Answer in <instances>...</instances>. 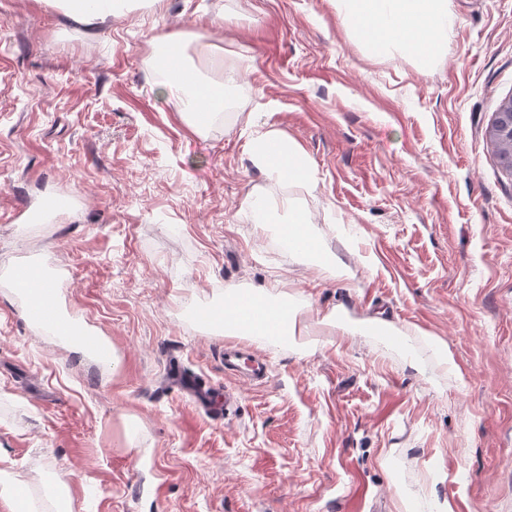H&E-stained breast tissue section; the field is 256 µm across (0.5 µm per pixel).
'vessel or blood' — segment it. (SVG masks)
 <instances>
[{
	"label": "vessel or blood",
	"instance_id": "b4317fda",
	"mask_svg": "<svg viewBox=\"0 0 512 512\" xmlns=\"http://www.w3.org/2000/svg\"><path fill=\"white\" fill-rule=\"evenodd\" d=\"M70 205V197L60 195L46 201L40 208H20L19 215L23 222L32 224L40 221L45 213L61 211ZM60 276V268L31 261L19 264L13 269L10 284L24 299L26 316L33 325L59 338L77 341L99 362H111V347L61 311L56 293ZM224 370L231 374H243L253 380L261 379L266 374V367L261 360L250 357L243 349L232 347L224 350Z\"/></svg>",
	"mask_w": 512,
	"mask_h": 512
}]
</instances>
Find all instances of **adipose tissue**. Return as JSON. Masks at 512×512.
<instances>
[{
    "instance_id": "obj_1",
    "label": "adipose tissue",
    "mask_w": 512,
    "mask_h": 512,
    "mask_svg": "<svg viewBox=\"0 0 512 512\" xmlns=\"http://www.w3.org/2000/svg\"><path fill=\"white\" fill-rule=\"evenodd\" d=\"M336 9L342 24L360 34L377 53H411L427 65L441 58L448 31L447 0H336ZM166 44L173 57L164 70L156 73L157 85L179 91L193 87V94L186 97L191 114L223 111V83L202 78L192 66L184 63L179 39H167ZM251 149L256 163L269 175L311 183L312 174L306 160L294 143L280 132L259 133ZM246 208L258 228L273 232L288 258L305 256L321 269L339 274L333 257L322 251L318 238L310 232V219L305 211L291 210L287 223L279 224L274 222L261 198L247 199ZM293 318V306L277 295L247 293L227 286L222 289L209 322L223 329L225 335L248 336L277 351L292 333Z\"/></svg>"
}]
</instances>
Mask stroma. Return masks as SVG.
<instances>
[{
    "instance_id": "1",
    "label": "stroma",
    "mask_w": 512,
    "mask_h": 512,
    "mask_svg": "<svg viewBox=\"0 0 512 512\" xmlns=\"http://www.w3.org/2000/svg\"><path fill=\"white\" fill-rule=\"evenodd\" d=\"M168 36L223 82L221 116L154 86ZM510 98L512 0H448L426 69L374 53L334 0H155L96 28L0 0V462L44 512H512V172L489 138ZM269 129L314 185L254 163ZM252 196L307 210L343 277L285 258ZM30 260L62 268L60 306L110 364L28 321L7 273ZM227 285L305 299L279 352L237 337L263 380L225 373L199 317ZM375 318L416 365L348 335ZM70 205V197L66 195H60L46 201L40 208L30 209L27 206H23L19 209V217H22V222L32 224L40 221L46 213L65 210L69 208Z\"/></svg>"
}]
</instances>
